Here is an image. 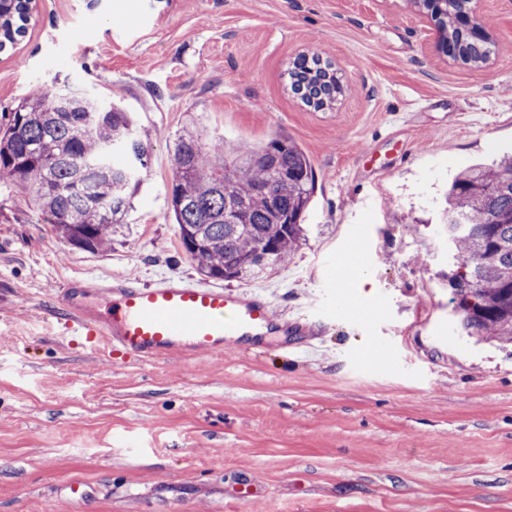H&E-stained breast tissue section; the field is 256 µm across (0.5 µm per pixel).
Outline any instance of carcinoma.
<instances>
[{
  "label": "carcinoma",
  "instance_id": "obj_1",
  "mask_svg": "<svg viewBox=\"0 0 512 512\" xmlns=\"http://www.w3.org/2000/svg\"><path fill=\"white\" fill-rule=\"evenodd\" d=\"M31 0H0V52L19 41ZM451 43L450 54L480 67L493 53L461 21L466 0H410ZM291 90L323 110L343 91L332 65L305 54L288 69ZM150 154L134 113L91 96L59 102L50 87L0 124V179L28 195L55 235L91 253L112 245ZM170 209L182 251L204 277L242 281L279 268L304 237L315 189L307 154L290 137L217 158L199 134H179L172 156ZM441 227L463 272L448 273L459 331L512 343V155L472 166L448 186Z\"/></svg>",
  "mask_w": 512,
  "mask_h": 512
}]
</instances>
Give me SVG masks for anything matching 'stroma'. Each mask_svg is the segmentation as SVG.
<instances>
[{
    "label": "stroma",
    "instance_id": "35a3bbf8",
    "mask_svg": "<svg viewBox=\"0 0 512 512\" xmlns=\"http://www.w3.org/2000/svg\"><path fill=\"white\" fill-rule=\"evenodd\" d=\"M477 14L495 52L471 67L409 0H33L0 113L48 86L123 103L151 167L95 254L0 184V512H512V345L454 325L437 215L460 169L512 154V0ZM313 53L344 84L321 111L288 78ZM187 126L219 156L280 134L307 154L302 245L228 287L313 323V348L146 361L47 324L77 275L197 278L170 214Z\"/></svg>",
    "mask_w": 512,
    "mask_h": 512
}]
</instances>
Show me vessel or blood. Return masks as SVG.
Instances as JSON below:
<instances>
[{
    "instance_id": "obj_1",
    "label": "vessel or blood",
    "mask_w": 512,
    "mask_h": 512,
    "mask_svg": "<svg viewBox=\"0 0 512 512\" xmlns=\"http://www.w3.org/2000/svg\"><path fill=\"white\" fill-rule=\"evenodd\" d=\"M103 306L90 304V297ZM51 316L64 335L89 348L151 360L182 350L220 354L226 346L267 336L277 326L269 302L190 279L136 280L92 275L64 284Z\"/></svg>"
}]
</instances>
